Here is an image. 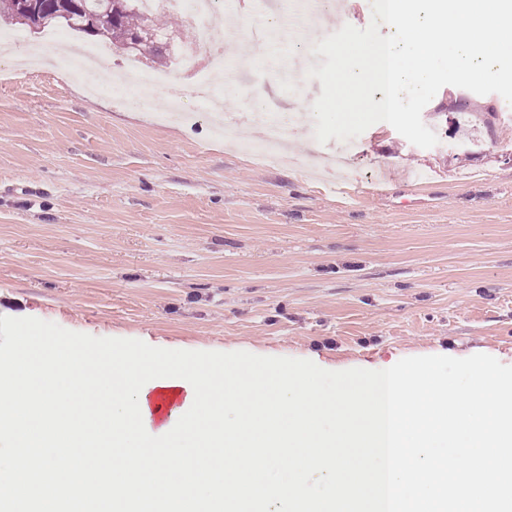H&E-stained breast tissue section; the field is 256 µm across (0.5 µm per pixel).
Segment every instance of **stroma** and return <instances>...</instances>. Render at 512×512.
<instances>
[{
	"label": "stroma",
	"mask_w": 512,
	"mask_h": 512,
	"mask_svg": "<svg viewBox=\"0 0 512 512\" xmlns=\"http://www.w3.org/2000/svg\"><path fill=\"white\" fill-rule=\"evenodd\" d=\"M271 0L225 22L237 135L255 107L290 116L276 161L215 134L181 65L188 117L160 120L169 86L117 101L113 73L74 62L92 39L14 26L0 57V316L159 348L246 351L331 370L424 355L512 365V105L443 86L422 111L438 143L391 125L318 143L319 80L287 83L280 59L366 28L370 0H330L308 29L258 40ZM467 107L456 111L459 100Z\"/></svg>",
	"instance_id": "1"
}]
</instances>
